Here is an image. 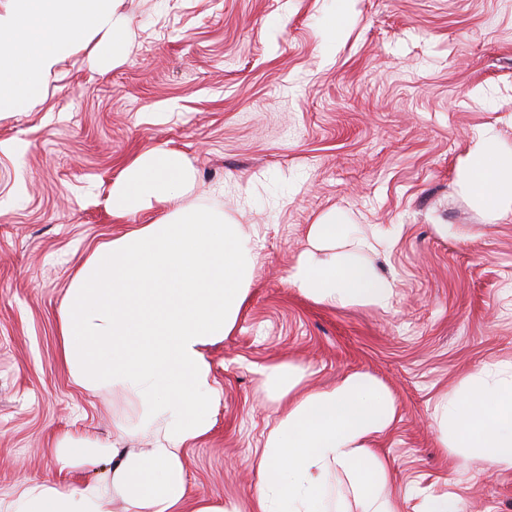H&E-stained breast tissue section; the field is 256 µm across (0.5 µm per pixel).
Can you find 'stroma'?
<instances>
[{
    "mask_svg": "<svg viewBox=\"0 0 512 512\" xmlns=\"http://www.w3.org/2000/svg\"><path fill=\"white\" fill-rule=\"evenodd\" d=\"M129 33L101 66L84 35L26 111L0 114V496L56 477L54 441L131 447L119 399L70 380L66 291L89 250L154 219L113 218L123 167L164 144L196 170L186 203L220 205L262 240L232 332L206 356L221 390L184 450L188 493L249 512L251 461L275 423L259 365L288 359L323 388L353 371L392 391L374 446L390 491L512 512V473L440 447L435 407L484 365L512 362V218L456 184L480 128L512 147V0H122ZM393 280L391 309L331 307L287 271L328 213Z\"/></svg>",
    "mask_w": 512,
    "mask_h": 512,
    "instance_id": "1",
    "label": "stroma"
}]
</instances>
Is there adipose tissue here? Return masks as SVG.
<instances>
[{"label": "adipose tissue", "instance_id": "adipose-tissue-1", "mask_svg": "<svg viewBox=\"0 0 512 512\" xmlns=\"http://www.w3.org/2000/svg\"><path fill=\"white\" fill-rule=\"evenodd\" d=\"M120 0H7L0 9V112H21L40 98L48 76L87 30L105 32L101 60L113 59L128 21ZM456 168L457 183L496 219L512 215V147L482 129ZM194 179L178 150L156 146L137 155L112 184L116 218L174 203V210L97 244L71 281L59 320L60 354L72 382L118 397L120 431L149 440L115 448L89 436L54 445L58 479L26 482L0 498V512H238L210 501L187 508L183 450L209 432L218 390L205 355L234 328L260 257L257 241L224 212L177 206ZM341 216L310 225L309 247L287 280L304 296L341 307L389 309L393 282L359 250L380 240L345 241ZM278 417L256 462L251 512H328L332 473L347 476L360 512H402L386 494L389 475L371 449L396 417L390 390L349 372L328 388L307 384V369L289 360L261 366ZM442 447L466 448L473 462L512 472V365L478 370L463 392L439 407ZM111 461L108 476L80 486L72 471Z\"/></svg>", "mask_w": 512, "mask_h": 512}]
</instances>
